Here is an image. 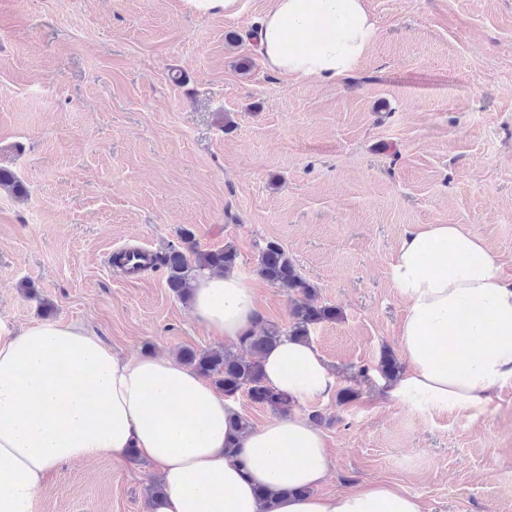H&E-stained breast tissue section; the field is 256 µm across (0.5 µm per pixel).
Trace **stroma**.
I'll return each mask as SVG.
<instances>
[{"label":"stroma","mask_w":512,"mask_h":512,"mask_svg":"<svg viewBox=\"0 0 512 512\" xmlns=\"http://www.w3.org/2000/svg\"><path fill=\"white\" fill-rule=\"evenodd\" d=\"M378 37L333 83L271 72L238 15L191 0H0V323H72L124 357L222 348L156 266L190 228L232 244L264 321L289 297L257 272L280 244L337 320L312 341L338 394L317 415L332 467L319 492L402 486L426 512H512V385L475 417L399 405L376 366L401 357L388 267L404 232L462 224L512 277V0H365ZM248 69H240L242 58ZM145 460L61 465L38 512H145Z\"/></svg>","instance_id":"stroma-1"}]
</instances>
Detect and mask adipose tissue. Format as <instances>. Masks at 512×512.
Here are the masks:
<instances>
[{
    "label": "adipose tissue",
    "mask_w": 512,
    "mask_h": 512,
    "mask_svg": "<svg viewBox=\"0 0 512 512\" xmlns=\"http://www.w3.org/2000/svg\"><path fill=\"white\" fill-rule=\"evenodd\" d=\"M365 0H272L253 40L267 66L297 80L348 77L373 46ZM405 305L406 369L385 387L398 404L485 412L512 384V279L483 239L461 224L405 232L389 267ZM195 317L225 342L253 330L260 310L246 276L201 272ZM265 384L295 403L338 384L313 342L283 339L263 359ZM222 392L176 357L126 358L63 322L0 324V512H36L62 463L130 450L151 462L161 491L147 512H424L419 496L365 483L319 494L331 467L323 430L298 413L247 432Z\"/></svg>",
    "instance_id": "adipose-tissue-1"
}]
</instances>
